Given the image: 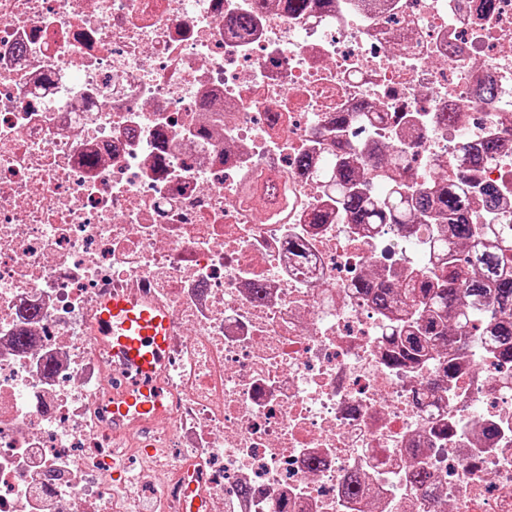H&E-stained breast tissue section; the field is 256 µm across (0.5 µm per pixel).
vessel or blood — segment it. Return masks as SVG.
Instances as JSON below:
<instances>
[{
    "label": "vessel or blood",
    "instance_id": "b4317fda",
    "mask_svg": "<svg viewBox=\"0 0 512 512\" xmlns=\"http://www.w3.org/2000/svg\"><path fill=\"white\" fill-rule=\"evenodd\" d=\"M91 345L108 346L113 365L133 372L138 386L112 401V426L123 429L165 411V397L153 382L169 355L177 322L171 308L132 292L113 291L94 305Z\"/></svg>",
    "mask_w": 512,
    "mask_h": 512
}]
</instances>
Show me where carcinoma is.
Masks as SVG:
<instances>
[{
	"label": "carcinoma",
	"mask_w": 512,
	"mask_h": 512,
	"mask_svg": "<svg viewBox=\"0 0 512 512\" xmlns=\"http://www.w3.org/2000/svg\"><path fill=\"white\" fill-rule=\"evenodd\" d=\"M274 0H257L254 11L236 19L241 37L251 35L262 11ZM382 124L384 112H347L336 118L333 137L321 158L307 155L297 164L314 171L328 208L316 212L312 223L323 224L333 213L351 224L370 228L396 225L408 231L423 224L432 234L435 262L426 268L392 270L387 279L356 284L381 312L393 315L379 335L388 337V359L410 368L434 367L452 379L461 371L454 333L483 327L485 345L512 365V217L507 185L481 177V165L492 158L499 143L477 149L458 140L448 164L437 160L434 175L418 184L408 178L415 157L409 148L392 145L378 157L386 173L378 185L361 179L358 153L342 141L349 121ZM275 185L259 190L249 177L241 187V202L258 207Z\"/></svg>",
	"instance_id": "carcinoma-1"
}]
</instances>
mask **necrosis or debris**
Returning a JSON list of instances; mask_svg holds the SVG:
<instances>
[{
	"instance_id": "1",
	"label": "necrosis or debris",
	"mask_w": 512,
	"mask_h": 512,
	"mask_svg": "<svg viewBox=\"0 0 512 512\" xmlns=\"http://www.w3.org/2000/svg\"><path fill=\"white\" fill-rule=\"evenodd\" d=\"M378 2L273 8L241 39L225 23L254 0H0V512H512L496 354L469 345L432 391V370L388 364L354 290L426 265L427 233L311 223L322 194L295 163L366 106L390 119L350 143L405 142L419 183L459 137L498 138L512 0ZM247 175L285 185L287 221L239 203ZM115 290L178 323L164 415L123 431L132 378L87 341ZM414 465L434 493L406 482ZM356 476L367 494L343 496Z\"/></svg>"
}]
</instances>
